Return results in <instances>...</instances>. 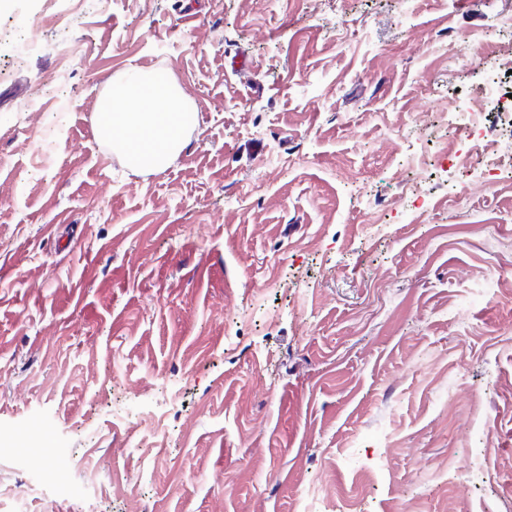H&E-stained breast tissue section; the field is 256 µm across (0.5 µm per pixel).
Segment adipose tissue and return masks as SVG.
<instances>
[{
  "instance_id": "ef3b65f1",
  "label": "adipose tissue",
  "mask_w": 512,
  "mask_h": 512,
  "mask_svg": "<svg viewBox=\"0 0 512 512\" xmlns=\"http://www.w3.org/2000/svg\"><path fill=\"white\" fill-rule=\"evenodd\" d=\"M187 108L176 83L153 89L121 77L102 103L97 132L120 148L135 144L127 155L132 169L159 170L182 146Z\"/></svg>"
}]
</instances>
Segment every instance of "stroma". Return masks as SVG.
I'll use <instances>...</instances> for the list:
<instances>
[{"label": "stroma", "mask_w": 512, "mask_h": 512, "mask_svg": "<svg viewBox=\"0 0 512 512\" xmlns=\"http://www.w3.org/2000/svg\"><path fill=\"white\" fill-rule=\"evenodd\" d=\"M510 15L5 0L0 461L90 462L96 512H512V152L454 122L507 127ZM147 69L191 119L136 172L96 121ZM466 128L469 130V136L477 141L478 144H484L486 148H492L499 144L500 139L494 130L488 129L480 120L475 112H469ZM499 138V139H498Z\"/></svg>", "instance_id": "obj_1"}]
</instances>
